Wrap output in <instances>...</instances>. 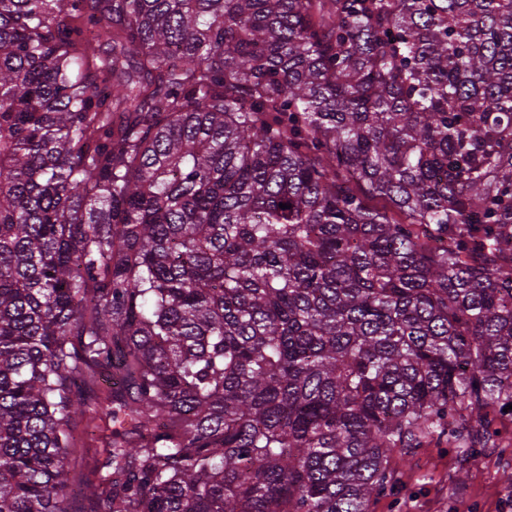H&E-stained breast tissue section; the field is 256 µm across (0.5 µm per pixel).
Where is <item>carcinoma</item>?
<instances>
[{"mask_svg": "<svg viewBox=\"0 0 512 512\" xmlns=\"http://www.w3.org/2000/svg\"><path fill=\"white\" fill-rule=\"evenodd\" d=\"M510 404L512 0H0V512H369Z\"/></svg>", "mask_w": 512, "mask_h": 512, "instance_id": "1", "label": "carcinoma"}]
</instances>
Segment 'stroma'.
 <instances>
[{
	"label": "stroma",
	"instance_id": "stroma-1",
	"mask_svg": "<svg viewBox=\"0 0 512 512\" xmlns=\"http://www.w3.org/2000/svg\"><path fill=\"white\" fill-rule=\"evenodd\" d=\"M498 426L502 447L467 462L445 445L422 449L370 512H512V414H500Z\"/></svg>",
	"mask_w": 512,
	"mask_h": 512
}]
</instances>
